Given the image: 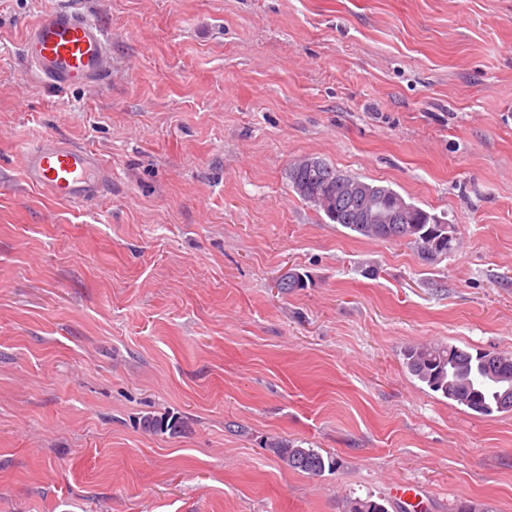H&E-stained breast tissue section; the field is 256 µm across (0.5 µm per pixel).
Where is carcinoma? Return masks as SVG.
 Segmentation results:
<instances>
[{
    "label": "carcinoma",
    "instance_id": "cac0c4a2",
    "mask_svg": "<svg viewBox=\"0 0 512 512\" xmlns=\"http://www.w3.org/2000/svg\"><path fill=\"white\" fill-rule=\"evenodd\" d=\"M338 174L340 171L326 161L313 171L299 169L297 161L289 168V180L296 194L323 211L331 222L350 232L375 240H409L417 246L421 259L427 262L445 257L453 250L452 241L448 240L450 225L407 201L389 186L376 184L374 188L376 193L403 205L408 216L406 224H357L347 211H332L323 199L340 195ZM405 359L410 375L419 383L475 415L512 412V352L491 354L430 343L409 348ZM268 448L294 471L319 475L336 467L335 458L325 457L313 448H304L288 439H273ZM345 512H388V508L369 496L355 497L346 501Z\"/></svg>",
    "mask_w": 512,
    "mask_h": 512
}]
</instances>
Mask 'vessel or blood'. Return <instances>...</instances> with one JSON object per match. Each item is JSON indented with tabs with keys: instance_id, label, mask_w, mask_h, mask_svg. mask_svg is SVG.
<instances>
[{
	"instance_id": "obj_1",
	"label": "vessel or blood",
	"mask_w": 512,
	"mask_h": 512,
	"mask_svg": "<svg viewBox=\"0 0 512 512\" xmlns=\"http://www.w3.org/2000/svg\"><path fill=\"white\" fill-rule=\"evenodd\" d=\"M25 46L30 65L56 87L90 86L111 69L100 24L69 9L45 10L28 29ZM20 166L29 185L70 204L98 196L112 181L111 168L97 154L58 137L27 146Z\"/></svg>"
}]
</instances>
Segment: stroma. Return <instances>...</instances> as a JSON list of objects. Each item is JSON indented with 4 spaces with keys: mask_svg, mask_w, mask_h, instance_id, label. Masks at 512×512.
Here are the masks:
<instances>
[{
    "mask_svg": "<svg viewBox=\"0 0 512 512\" xmlns=\"http://www.w3.org/2000/svg\"><path fill=\"white\" fill-rule=\"evenodd\" d=\"M54 6L107 31L98 85L30 67ZM43 135L111 187L28 185ZM303 156L458 247L332 223L289 183ZM424 343L512 352V0H0V512H400L405 483L426 512H512V413L422 386ZM277 437L338 466L289 470ZM20 166L29 185L70 204L98 196L112 182V168L97 154L58 137L27 146Z\"/></svg>",
    "mask_w": 512,
    "mask_h": 512,
    "instance_id": "35a3bbf8",
    "label": "stroma"
}]
</instances>
